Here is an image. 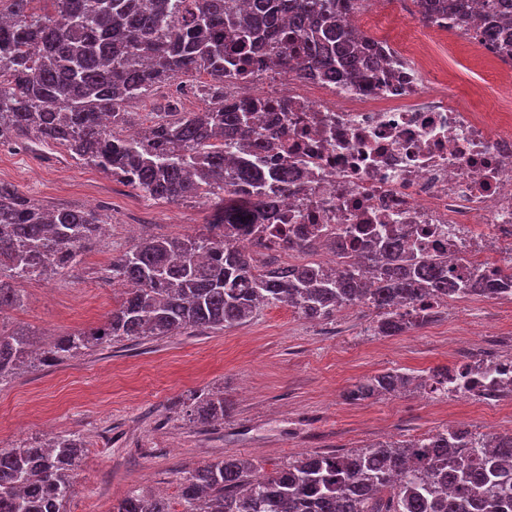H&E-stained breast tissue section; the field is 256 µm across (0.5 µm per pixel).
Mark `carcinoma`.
<instances>
[{"label": "carcinoma", "mask_w": 512, "mask_h": 512, "mask_svg": "<svg viewBox=\"0 0 512 512\" xmlns=\"http://www.w3.org/2000/svg\"><path fill=\"white\" fill-rule=\"evenodd\" d=\"M368 0H0V144L27 139L65 147L70 156L122 178L154 199L215 200L214 220L183 237L146 236L112 256V283L124 297L97 328L39 344L24 331H0V382L19 370L56 366L104 343L216 331L262 307L288 305L321 320L362 302L377 311L375 330L394 336L422 325L434 309L401 313L424 297L467 289L442 262L402 261L395 241L365 246L357 263L272 267L258 260L261 240L239 248L234 234L260 228L274 198L288 192V167L267 172L255 137L256 113L224 102V80L250 70L257 49L269 65L328 80H360L387 63L374 38L348 27L346 15ZM423 21L458 19L465 31L472 0H415ZM486 44L512 59V0H481ZM206 72L211 104L203 112L169 106L166 120L137 138L118 129L123 104L183 75ZM244 141L252 159L230 161L224 134ZM101 230L87 209L47 210L0 184V312L21 301L17 284L50 279L78 264ZM316 234L290 236L289 250L320 247ZM512 274L476 292L512 296ZM391 370L354 384L349 401L406 388ZM193 418L224 419V392L192 395ZM83 444L75 435L0 449V512H65ZM259 464L235 456L201 466L181 482L182 512H512V437L446 428L422 439L377 443L340 454L302 456L258 477ZM113 512H175L152 492L133 489Z\"/></svg>", "instance_id": "1"}]
</instances>
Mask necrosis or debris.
<instances>
[{
	"mask_svg": "<svg viewBox=\"0 0 512 512\" xmlns=\"http://www.w3.org/2000/svg\"><path fill=\"white\" fill-rule=\"evenodd\" d=\"M424 41L400 42L393 67L361 85L263 62L225 82V99L259 105V131L276 139L266 169H294L266 223L271 240L316 224L354 257L383 229L400 248L444 258L465 283L512 269V107L492 117L449 94Z\"/></svg>",
	"mask_w": 512,
	"mask_h": 512,
	"instance_id": "necrosis-or-debris-1",
	"label": "necrosis or debris"
}]
</instances>
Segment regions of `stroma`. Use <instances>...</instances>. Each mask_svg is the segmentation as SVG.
Wrapping results in <instances>:
<instances>
[{"label": "stroma", "mask_w": 512, "mask_h": 512, "mask_svg": "<svg viewBox=\"0 0 512 512\" xmlns=\"http://www.w3.org/2000/svg\"><path fill=\"white\" fill-rule=\"evenodd\" d=\"M361 19L364 33L390 41L409 29H427L412 0H386L380 7L369 2ZM431 60L462 91L512 102L511 92L492 84L464 36L437 44ZM210 81L197 72L187 91L170 84L126 103L130 125H154L171 99L183 112L205 110L203 87ZM0 182L50 209H95L109 226L79 265L23 283L22 307L0 312V326H22L45 340L104 323L123 289L103 271L137 235L190 234L214 214L210 200L153 199L72 159L63 147L37 142L0 145ZM375 319L374 309L358 306L310 322L282 305L221 331L130 339L63 365L27 369L0 383V448L80 436L84 456L66 512H112L142 486L177 504L186 471L230 455L270 472L307 454L408 440L459 418L475 432L493 423L512 428V396L486 406H450L411 387L366 401L344 398L356 382L387 370L425 374L512 352V301H453L433 321L396 336L373 335ZM464 333L468 342L455 343ZM211 388L223 390L229 405L223 420L193 423L177 413L176 400Z\"/></svg>", "instance_id": "35a3bbf8"}]
</instances>
